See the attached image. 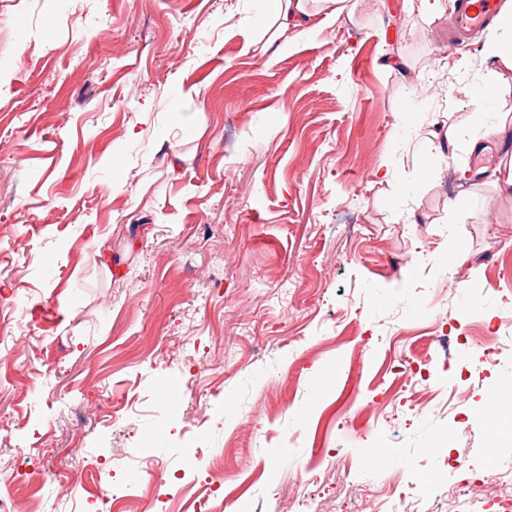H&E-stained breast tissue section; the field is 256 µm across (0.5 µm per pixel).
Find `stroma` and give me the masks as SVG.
<instances>
[{
	"label": "stroma",
	"instance_id": "35a3bbf8",
	"mask_svg": "<svg viewBox=\"0 0 512 512\" xmlns=\"http://www.w3.org/2000/svg\"><path fill=\"white\" fill-rule=\"evenodd\" d=\"M455 2L432 19L351 0L331 21L311 0L315 30L284 42L255 0H0L13 512H110L113 493L120 512H195L208 484V512L512 499V443L480 422L512 376L483 355L512 345V195L483 175L512 153V80L508 132L431 181L403 136L469 127L458 90L495 67L492 27L449 40ZM395 51L406 68H382Z\"/></svg>",
	"mask_w": 512,
	"mask_h": 512
}]
</instances>
